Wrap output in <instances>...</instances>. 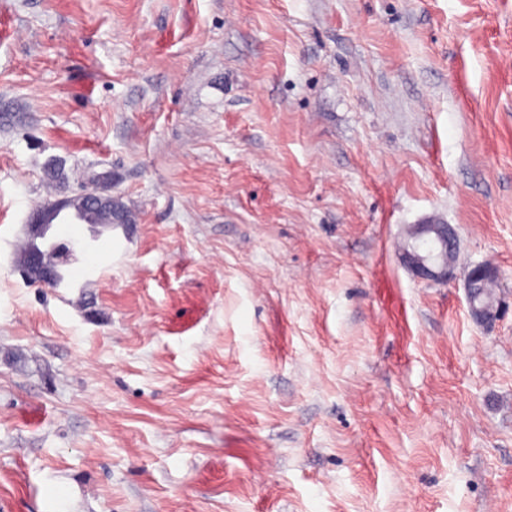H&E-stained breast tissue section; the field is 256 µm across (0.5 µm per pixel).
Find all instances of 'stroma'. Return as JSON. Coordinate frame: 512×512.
<instances>
[{"label":"stroma","mask_w":512,"mask_h":512,"mask_svg":"<svg viewBox=\"0 0 512 512\" xmlns=\"http://www.w3.org/2000/svg\"><path fill=\"white\" fill-rule=\"evenodd\" d=\"M0 512H512V0H0ZM76 197H81L83 204L78 207H71L67 202L59 201L52 203L46 209H33L28 218V224L32 227L40 226V230L45 224H60L57 221L61 219V214L65 210H70L75 219L84 221L85 214L91 211L87 217L89 224H118L117 220L122 219L125 224H132L134 217L130 210L124 209L119 215L113 214L109 208L93 210L100 202V196L95 192H78ZM414 238L415 246L406 253L409 262L426 276L445 279L453 257L454 231L447 224H423ZM429 264L438 266L440 271H434ZM41 233V232H40ZM33 231V234L30 233L31 236V242L28 243L27 247L24 251V259H23V266L28 265L29 258L32 253H37L40 258V267L48 269L50 272L54 274V281L53 284L50 285V288H56L59 287L60 284L63 282L64 277L59 271V265L63 262L60 261V252L61 248L63 246H59L55 251L51 250L50 252L46 253L43 252L40 247L34 242L35 239L39 238L38 235ZM496 276V271L485 265H478L471 268L466 274L467 301L471 315L479 324H489L499 316V306L494 310L493 306H479L489 304V300H496L493 289L488 282L484 283V288H479L480 295L477 304L475 300V284L483 279H490Z\"/></svg>","instance_id":"1"}]
</instances>
